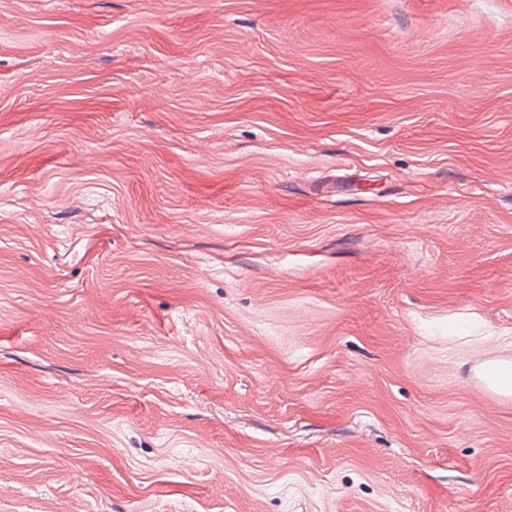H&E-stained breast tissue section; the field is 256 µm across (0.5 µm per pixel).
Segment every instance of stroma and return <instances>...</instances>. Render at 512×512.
I'll return each instance as SVG.
<instances>
[{"mask_svg": "<svg viewBox=\"0 0 512 512\" xmlns=\"http://www.w3.org/2000/svg\"><path fill=\"white\" fill-rule=\"evenodd\" d=\"M512 0H0V512H512Z\"/></svg>", "mask_w": 512, "mask_h": 512, "instance_id": "obj_1", "label": "stroma"}]
</instances>
